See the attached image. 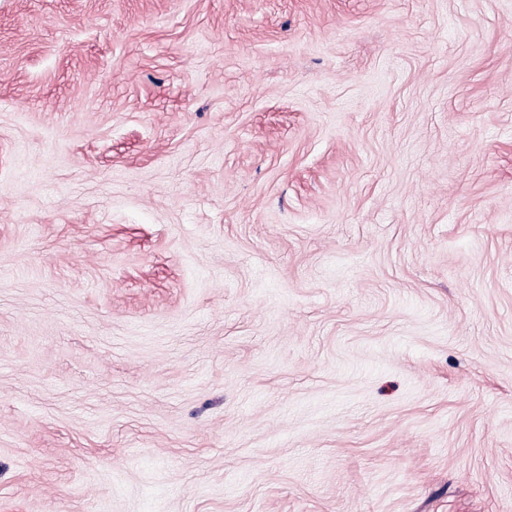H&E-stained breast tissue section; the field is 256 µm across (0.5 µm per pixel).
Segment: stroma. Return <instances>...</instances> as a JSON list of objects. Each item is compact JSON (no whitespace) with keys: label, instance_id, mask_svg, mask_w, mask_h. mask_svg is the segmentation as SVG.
<instances>
[{"label":"stroma","instance_id":"stroma-1","mask_svg":"<svg viewBox=\"0 0 512 512\" xmlns=\"http://www.w3.org/2000/svg\"><path fill=\"white\" fill-rule=\"evenodd\" d=\"M0 512H512V0H0Z\"/></svg>","mask_w":512,"mask_h":512}]
</instances>
